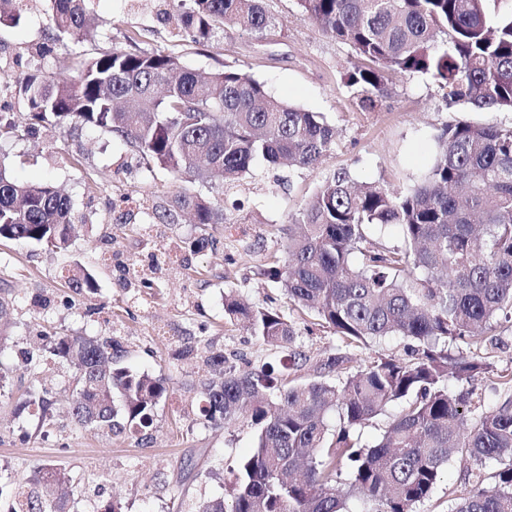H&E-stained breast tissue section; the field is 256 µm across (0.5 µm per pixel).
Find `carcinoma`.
<instances>
[{
	"instance_id": "1",
	"label": "carcinoma",
	"mask_w": 512,
	"mask_h": 512,
	"mask_svg": "<svg viewBox=\"0 0 512 512\" xmlns=\"http://www.w3.org/2000/svg\"><path fill=\"white\" fill-rule=\"evenodd\" d=\"M53 46L88 35L85 0H50ZM501 0H298L303 13L357 59L346 84L364 110L375 108L385 75L434 81L452 104L512 112V9ZM177 36L206 45L232 22L260 33L273 22L262 0H168ZM18 0H0V24L16 25ZM31 119L57 126L99 128L132 146L147 168L172 183L201 181L227 190L258 163L277 169L318 164L336 127L271 94L263 81L226 65L203 76L181 57L136 41L93 56L72 53L71 65L22 82ZM436 156L413 188L392 193L380 183L333 175L288 217L280 247L261 275L283 289L288 308L333 331L343 343L310 380L282 381L274 370H238L224 353L206 357L213 378L203 386L204 420L228 428L248 419L252 454L232 470L229 494L198 512H416L454 455L466 463H501L485 482L466 469L464 489L448 512H512V376L489 409L466 385L493 371L471 351L479 338L512 322V125L447 124L435 135ZM224 223V210L185 189L152 219ZM72 205L50 182L17 180L0 160V238L70 246ZM396 225L401 245L371 238L374 226ZM225 312L248 320L252 333L283 348L295 344L296 322L275 307H250L234 296ZM385 336L414 342L409 358L379 356L348 367L347 348ZM52 354L75 368L68 401L82 426L120 432L123 416L149 426L167 380L119 363L108 338L46 334ZM457 353H448V345ZM461 387L453 392L449 383ZM401 410L369 446L356 430ZM52 392H27L24 408L45 416ZM336 413V430L326 416ZM71 478L61 467L34 472L16 487L12 512H70Z\"/></svg>"
}]
</instances>
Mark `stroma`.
<instances>
[{"label": "stroma", "mask_w": 512, "mask_h": 512, "mask_svg": "<svg viewBox=\"0 0 512 512\" xmlns=\"http://www.w3.org/2000/svg\"><path fill=\"white\" fill-rule=\"evenodd\" d=\"M274 24L260 34L232 23L209 46L174 40L158 14L162 0H87L96 27L82 49L105 51L137 38L144 49L181 55L208 73L232 65L266 82L269 90L323 113L336 128V142L322 161L290 172L273 187L274 172L261 166L240 181L241 210H227V223L200 226L147 225L148 213L174 192L168 173L146 171L132 149L109 134L83 128L63 132L40 124L24 137L0 141L16 177L51 181L71 199L76 233L68 251L0 240V512L8 495L34 470L60 465L74 479L82 512H100L119 500L121 512H197L228 491L230 471L253 449L254 430L204 424L201 386L210 376L203 358L223 352L227 365L282 369L291 353L302 354L299 376L312 375L341 341L330 329L301 330L293 351L269 346L243 324L224 315L232 293L257 306L287 310L279 288L260 269L280 245L281 226L334 172L360 182H380L403 191L430 168L434 137L445 124L474 121L512 124V112H471L448 104L430 79L389 73L387 93L373 111L362 110L345 83L351 51L306 18L297 0H264ZM46 0H23L18 25H0V87L8 92L0 110L27 117L19 91L26 75L56 71L62 54L32 57L47 36ZM95 278L94 290L73 287L80 270ZM110 337L141 371L168 382V396L150 428L117 434L78 425L65 407L40 421L34 410L17 411L19 397L41 387L63 392L73 369L44 352L43 335ZM477 352L496 368L474 383L483 407L498 402L499 374H512V324L483 337Z\"/></svg>", "instance_id": "35a3bbf8"}]
</instances>
